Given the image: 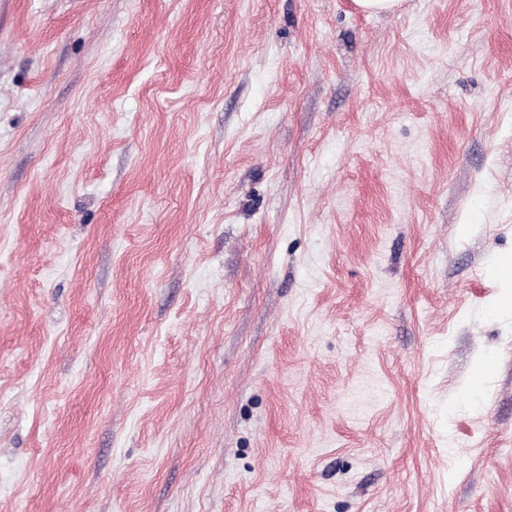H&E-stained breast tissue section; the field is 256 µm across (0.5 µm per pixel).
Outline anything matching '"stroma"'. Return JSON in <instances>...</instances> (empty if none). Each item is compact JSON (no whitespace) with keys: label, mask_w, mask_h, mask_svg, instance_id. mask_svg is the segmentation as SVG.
<instances>
[{"label":"stroma","mask_w":512,"mask_h":512,"mask_svg":"<svg viewBox=\"0 0 512 512\" xmlns=\"http://www.w3.org/2000/svg\"><path fill=\"white\" fill-rule=\"evenodd\" d=\"M512 0H9L0 512H512Z\"/></svg>","instance_id":"1"}]
</instances>
